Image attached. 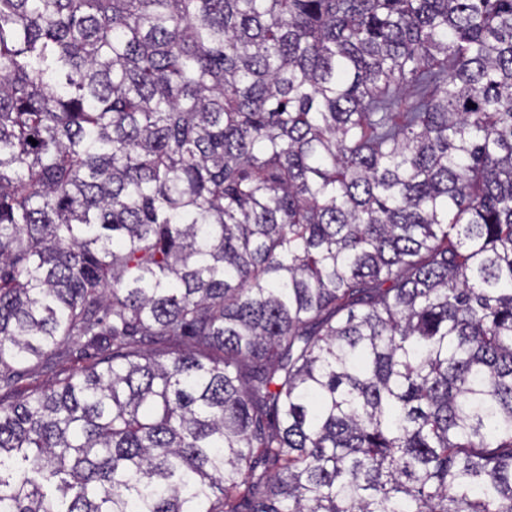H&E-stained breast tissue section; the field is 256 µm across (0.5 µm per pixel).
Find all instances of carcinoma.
<instances>
[{
    "label": "carcinoma",
    "instance_id": "1",
    "mask_svg": "<svg viewBox=\"0 0 512 512\" xmlns=\"http://www.w3.org/2000/svg\"><path fill=\"white\" fill-rule=\"evenodd\" d=\"M0 512H512V0H0ZM89 363V360L79 357V353L76 352V350L73 354L56 358L51 361L47 368H37L31 374H25L21 377L16 386L14 397L28 392L35 386H43L52 383L57 374L62 373L63 375L79 370Z\"/></svg>",
    "mask_w": 512,
    "mask_h": 512
}]
</instances>
